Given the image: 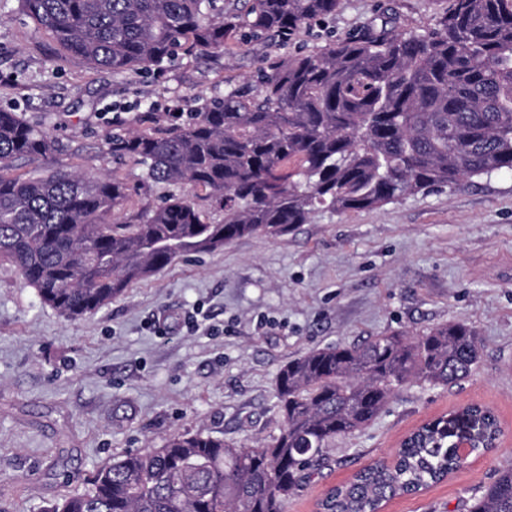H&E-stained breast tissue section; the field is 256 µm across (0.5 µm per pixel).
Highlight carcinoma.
Masks as SVG:
<instances>
[{"mask_svg":"<svg viewBox=\"0 0 512 512\" xmlns=\"http://www.w3.org/2000/svg\"><path fill=\"white\" fill-rule=\"evenodd\" d=\"M35 31L64 58L114 74L160 69L175 58L238 40L283 44L336 15L339 0H251L244 13L219 0H18ZM112 158L142 169L116 175L48 168L58 143L41 124L0 107V258L40 300L75 320L180 257L244 236L280 238L320 209L381 207L420 191L512 172V0H448L434 28L351 33L263 69L250 94L229 86L167 132L119 129ZM161 204L124 221L108 217L142 189ZM224 212L220 220L209 208ZM481 338L463 322L415 336L311 349L277 376L279 434L261 448L203 432H177L129 453L50 512H285L288 498L337 438L377 418L411 381L446 387L477 364ZM482 430L469 453L494 448L497 415L472 404ZM441 416L376 464L333 488L323 512H377L461 467ZM468 512H512V463L470 499Z\"/></svg>","mask_w":512,"mask_h":512,"instance_id":"1","label":"carcinoma"}]
</instances>
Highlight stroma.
<instances>
[{
	"label": "stroma",
	"mask_w": 512,
	"mask_h": 512,
	"mask_svg": "<svg viewBox=\"0 0 512 512\" xmlns=\"http://www.w3.org/2000/svg\"><path fill=\"white\" fill-rule=\"evenodd\" d=\"M444 0H340L334 18L291 44L242 41L163 70L116 75L62 60L52 41L0 0V106L42 122L56 163L134 181L112 159L114 129L182 123L194 99L255 86L265 62L311 50L390 17L399 31L434 26ZM152 105L144 113L143 105ZM464 322L482 338L469 379L411 383L361 431L336 440L287 512H318L331 487L392 458L428 420L469 404L494 410L498 448L447 480L396 497L383 512H467L512 462V174L419 192L383 207L316 213L288 236H245L192 254L71 320L43 304L0 260V512H49L121 456L201 430L257 446L279 432L276 379L313 348ZM167 334H159L162 324Z\"/></svg>",
	"instance_id": "stroma-1"
}]
</instances>
